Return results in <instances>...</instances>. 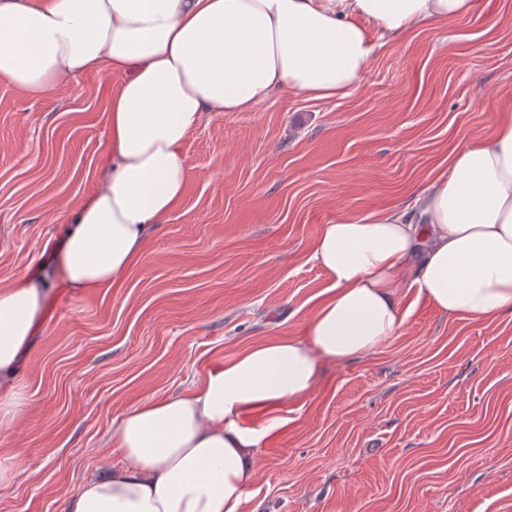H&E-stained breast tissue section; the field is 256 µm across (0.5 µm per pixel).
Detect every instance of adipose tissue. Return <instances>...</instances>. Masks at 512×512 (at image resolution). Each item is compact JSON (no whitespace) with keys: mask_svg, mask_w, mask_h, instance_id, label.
Masks as SVG:
<instances>
[{"mask_svg":"<svg viewBox=\"0 0 512 512\" xmlns=\"http://www.w3.org/2000/svg\"><path fill=\"white\" fill-rule=\"evenodd\" d=\"M474 0H0V80L55 95L83 74L124 73L112 91L100 185L55 253L64 287L120 281L185 191L183 143L207 112H248L275 90L348 96L378 42L472 11ZM403 210L324 225L311 258L331 279L299 338L251 345L201 386L112 422L119 466L89 479L64 512H242L253 459L307 398L323 362L362 359L403 327L410 276L439 312H512V103L492 137L460 144L448 172ZM37 275L0 289V422L26 408L15 377L43 322ZM266 409L258 426L243 423Z\"/></svg>","mask_w":512,"mask_h":512,"instance_id":"1","label":"adipose tissue"}]
</instances>
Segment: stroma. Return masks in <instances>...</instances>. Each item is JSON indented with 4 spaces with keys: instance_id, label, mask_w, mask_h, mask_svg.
Segmentation results:
<instances>
[{
    "instance_id": "35a3bbf8",
    "label": "stroma",
    "mask_w": 512,
    "mask_h": 512,
    "mask_svg": "<svg viewBox=\"0 0 512 512\" xmlns=\"http://www.w3.org/2000/svg\"><path fill=\"white\" fill-rule=\"evenodd\" d=\"M122 74L51 99L0 81V289L51 274L71 215L99 185ZM512 102V0L378 48L351 95L279 90L207 112L183 146L179 204L123 282L55 289L19 365L26 411L0 423V512H63L118 465L112 421L199 385L243 347L295 337L330 285L323 225L412 206L451 150L489 138ZM410 315L369 357L324 365L255 461L244 512H512V313Z\"/></svg>"
}]
</instances>
